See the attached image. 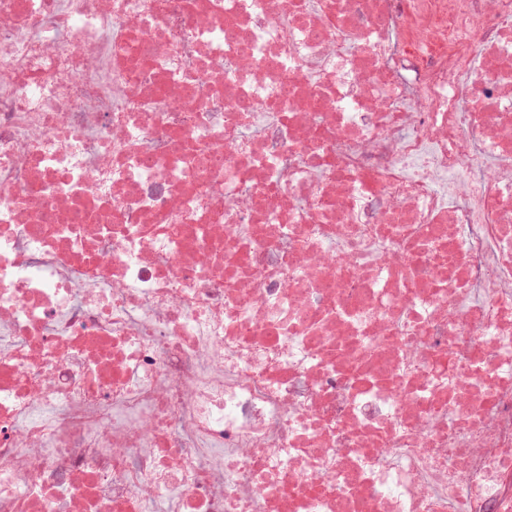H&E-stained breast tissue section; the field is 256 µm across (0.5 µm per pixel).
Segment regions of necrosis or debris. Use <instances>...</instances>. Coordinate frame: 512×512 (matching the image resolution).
<instances>
[{
    "mask_svg": "<svg viewBox=\"0 0 512 512\" xmlns=\"http://www.w3.org/2000/svg\"><path fill=\"white\" fill-rule=\"evenodd\" d=\"M512 512V0H0V512Z\"/></svg>",
    "mask_w": 512,
    "mask_h": 512,
    "instance_id": "4bbe7bcc",
    "label": "necrosis or debris"
}]
</instances>
